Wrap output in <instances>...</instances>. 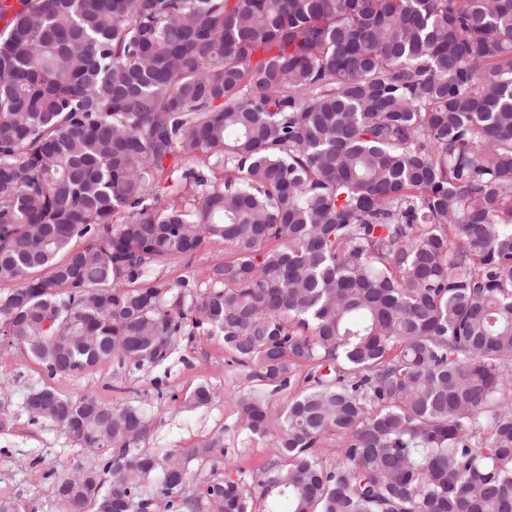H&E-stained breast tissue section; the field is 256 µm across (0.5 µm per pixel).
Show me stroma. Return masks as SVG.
<instances>
[{
    "instance_id": "1",
    "label": "stroma",
    "mask_w": 512,
    "mask_h": 512,
    "mask_svg": "<svg viewBox=\"0 0 512 512\" xmlns=\"http://www.w3.org/2000/svg\"><path fill=\"white\" fill-rule=\"evenodd\" d=\"M201 383L211 387V402L185 407V394ZM43 386L66 396L89 392L116 407H141L151 424L146 447L180 451L222 428L229 455L243 467L256 473L266 462L265 444L242 443L232 430L236 409L229 395L247 389L249 382L228 365L222 337L198 336L183 343L178 358L164 367L124 373L107 363L80 375L53 377L23 349L0 340V407L14 419L9 431L0 432V494L11 496L18 512H57L51 472L98 464L56 425L29 420L24 399Z\"/></svg>"
}]
</instances>
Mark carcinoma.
Returning a JSON list of instances; mask_svg holds the SVG:
<instances>
[{
	"label": "carcinoma",
	"mask_w": 512,
	"mask_h": 512,
	"mask_svg": "<svg viewBox=\"0 0 512 512\" xmlns=\"http://www.w3.org/2000/svg\"><path fill=\"white\" fill-rule=\"evenodd\" d=\"M0 282L51 376L220 336L252 382L256 494L222 428L148 450L141 409L32 389L98 455L58 512L156 479L167 512H512V0H0Z\"/></svg>",
	"instance_id": "obj_1"
}]
</instances>
